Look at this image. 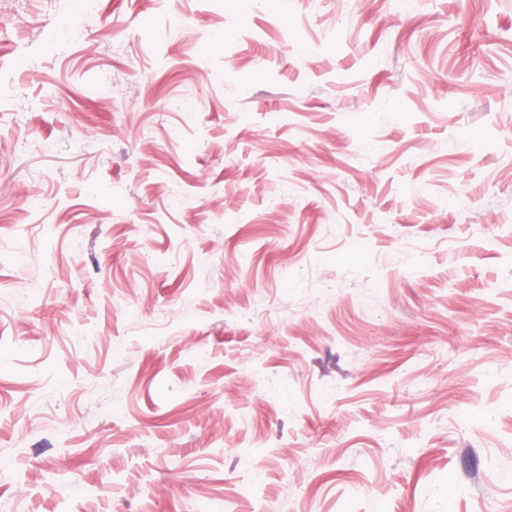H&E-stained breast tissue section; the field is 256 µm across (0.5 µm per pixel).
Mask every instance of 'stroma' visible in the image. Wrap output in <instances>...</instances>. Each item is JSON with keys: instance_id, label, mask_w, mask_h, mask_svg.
<instances>
[{"instance_id": "35a3bbf8", "label": "stroma", "mask_w": 512, "mask_h": 512, "mask_svg": "<svg viewBox=\"0 0 512 512\" xmlns=\"http://www.w3.org/2000/svg\"><path fill=\"white\" fill-rule=\"evenodd\" d=\"M210 499L512 512V0H0V512Z\"/></svg>"}]
</instances>
